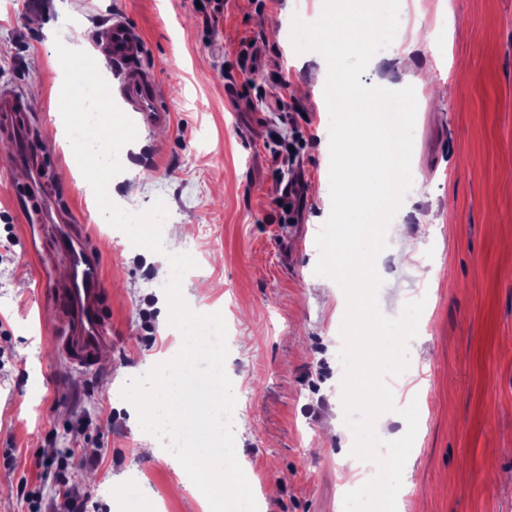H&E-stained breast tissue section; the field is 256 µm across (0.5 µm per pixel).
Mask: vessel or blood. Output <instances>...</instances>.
I'll use <instances>...</instances> for the list:
<instances>
[{"instance_id":"vessel-or-blood-1","label":"vessel or blood","mask_w":512,"mask_h":512,"mask_svg":"<svg viewBox=\"0 0 512 512\" xmlns=\"http://www.w3.org/2000/svg\"><path fill=\"white\" fill-rule=\"evenodd\" d=\"M144 39L125 18L113 17L107 27L106 51L120 75L117 93L137 112L144 128L171 124L173 115L155 97L153 78L140 66ZM27 106L22 98L0 93V131L15 143L10 166L24 174L32 191H40L42 172L32 150L31 130L22 115ZM33 214L55 225L54 249L64 257L69 278L54 294V306L62 322L54 338L56 354L77 367L95 365L111 346L112 337L103 314L105 284L101 257L90 245L85 226L75 223L73 213L60 194L47 196Z\"/></svg>"}]
</instances>
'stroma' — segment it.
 Wrapping results in <instances>:
<instances>
[{"mask_svg":"<svg viewBox=\"0 0 512 512\" xmlns=\"http://www.w3.org/2000/svg\"><path fill=\"white\" fill-rule=\"evenodd\" d=\"M296 13L287 0H224L220 12L195 0H0V87L26 100L45 187L67 191L102 256L112 330L95 366L55 354L52 291L69 269L52 226L29 216L24 177L8 165L14 142L0 132V226L17 240L0 257V512H31L24 481L42 512H59L68 490L84 512H202L182 473L142 454L138 412L118 394L177 353V330L161 328L169 274L159 254L105 234L62 140L69 49L115 16L142 33L141 66L173 122L124 147L112 199L133 212L160 198L173 223L194 218L178 248L206 287L187 303L229 328L235 451L259 512H338L352 440L330 432L344 416L340 327L314 272L331 206L330 118L318 90L294 93L309 77L291 42ZM399 26L439 27L437 53L416 49L409 64L445 88L417 98L411 166L427 195L376 261L384 316L425 302L410 342L425 388L405 512H512V0H411ZM398 250L410 266L396 264Z\"/></svg>","mask_w":512,"mask_h":512,"instance_id":"35a3bbf8","label":"stroma"}]
</instances>
